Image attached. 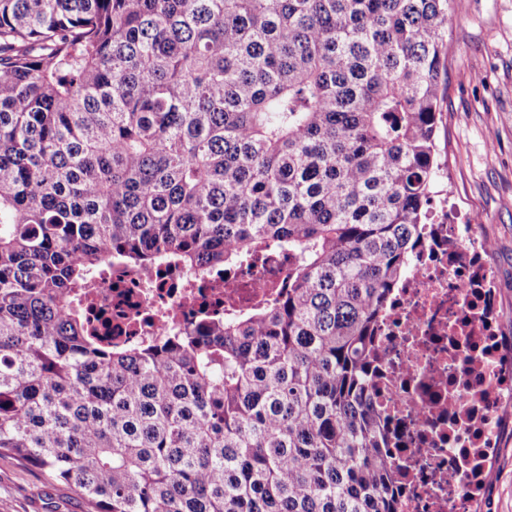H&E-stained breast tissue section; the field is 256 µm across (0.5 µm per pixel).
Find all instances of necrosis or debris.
I'll use <instances>...</instances> for the list:
<instances>
[{
    "label": "necrosis or debris",
    "mask_w": 512,
    "mask_h": 512,
    "mask_svg": "<svg viewBox=\"0 0 512 512\" xmlns=\"http://www.w3.org/2000/svg\"><path fill=\"white\" fill-rule=\"evenodd\" d=\"M472 225L435 211L420 252L395 289L376 350L384 369L375 403L398 430V512H472L498 446L499 410L512 401V349ZM248 266L190 275L112 266L80 302L87 321L136 346L173 336L200 314H247L287 281L294 258L273 245Z\"/></svg>",
    "instance_id": "obj_1"
}]
</instances>
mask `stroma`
Listing matches in <instances>:
<instances>
[{
  "label": "stroma",
  "instance_id": "1",
  "mask_svg": "<svg viewBox=\"0 0 512 512\" xmlns=\"http://www.w3.org/2000/svg\"><path fill=\"white\" fill-rule=\"evenodd\" d=\"M447 91L435 139L438 184L459 223L489 243L500 333L512 339V0H453L448 13ZM498 446L476 512H512V404L501 410ZM0 512H92L49 469L0 455Z\"/></svg>",
  "mask_w": 512,
  "mask_h": 512
}]
</instances>
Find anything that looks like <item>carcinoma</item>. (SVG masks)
<instances>
[{
  "label": "carcinoma",
  "instance_id": "carcinoma-1",
  "mask_svg": "<svg viewBox=\"0 0 512 512\" xmlns=\"http://www.w3.org/2000/svg\"><path fill=\"white\" fill-rule=\"evenodd\" d=\"M450 0H0V451L95 512H397L374 329L431 223ZM297 256L133 350L82 289Z\"/></svg>",
  "mask_w": 512,
  "mask_h": 512
}]
</instances>
